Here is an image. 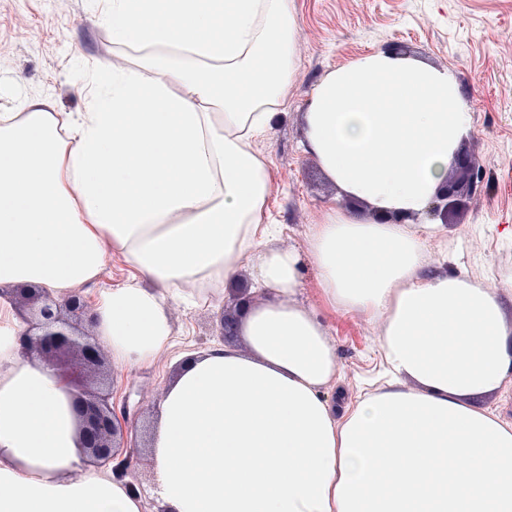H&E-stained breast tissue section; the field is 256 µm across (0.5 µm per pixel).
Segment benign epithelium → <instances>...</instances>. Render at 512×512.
<instances>
[{"mask_svg":"<svg viewBox=\"0 0 512 512\" xmlns=\"http://www.w3.org/2000/svg\"><path fill=\"white\" fill-rule=\"evenodd\" d=\"M451 171L429 207L445 224L448 214L475 192L479 179L476 162L459 150L453 153ZM9 299L26 320L21 337L25 353L52 366L70 391L83 454L92 463L106 465L116 460V469L127 468L130 456L119 458V448L123 447L122 422L129 418V410L117 411L110 402V382L102 373L103 349L83 326L88 314L85 298L73 293L58 299L43 288L30 287L12 289Z\"/></svg>","mask_w":512,"mask_h":512,"instance_id":"benign-epithelium-1","label":"benign epithelium"}]
</instances>
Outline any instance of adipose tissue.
<instances>
[{"label":"adipose tissue","mask_w":512,"mask_h":512,"mask_svg":"<svg viewBox=\"0 0 512 512\" xmlns=\"http://www.w3.org/2000/svg\"><path fill=\"white\" fill-rule=\"evenodd\" d=\"M99 3L132 69L95 68L84 111L0 113V288L63 299L120 252L135 273L100 288L97 336L113 362L142 367L171 344L168 298L250 263L265 299L240 323L248 353L182 357L158 404L161 512H512V424L473 402L512 385V323L466 272L426 271L443 228L409 221L469 128L454 78L384 51L329 72L306 146L373 216L328 210L305 252L282 250L253 141L295 65L288 0ZM307 262L332 305L381 324L389 380L340 416L323 396L336 347L297 299ZM25 329L0 298V512H141L86 463L68 390L22 353Z\"/></svg>","instance_id":"obj_1"}]
</instances>
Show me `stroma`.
<instances>
[{"mask_svg":"<svg viewBox=\"0 0 512 512\" xmlns=\"http://www.w3.org/2000/svg\"><path fill=\"white\" fill-rule=\"evenodd\" d=\"M295 19V68L280 115L258 140L271 175L264 219L277 225V247L305 251L311 227L329 209L360 218L370 205L347 195L306 150L304 114L317 84L358 57L400 45L403 54L449 71L470 112L460 149L484 173L485 189L468 197L448 220L446 240L426 246L427 262L447 253L444 270H466L487 288L512 274V0H289ZM127 65L125 53L92 8L91 0H0V113L21 100L48 112H80L90 70ZM299 302L322 321L336 345L339 372L324 396L337 412L356 404L365 382L380 369V324L334 308L316 271L304 265ZM221 293L196 305L171 303L174 343L148 369L111 364L112 400L127 405V444L138 460L122 480L140 486L143 512H155L143 444L156 408L173 379L175 357L220 342Z\"/></svg>","mask_w":512,"mask_h":512,"instance_id":"obj_1","label":"stroma"}]
</instances>
